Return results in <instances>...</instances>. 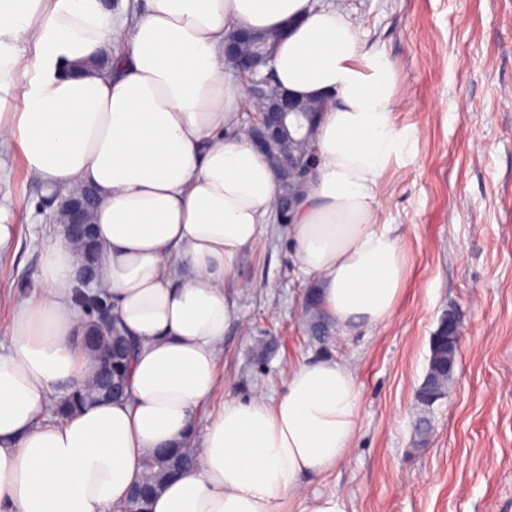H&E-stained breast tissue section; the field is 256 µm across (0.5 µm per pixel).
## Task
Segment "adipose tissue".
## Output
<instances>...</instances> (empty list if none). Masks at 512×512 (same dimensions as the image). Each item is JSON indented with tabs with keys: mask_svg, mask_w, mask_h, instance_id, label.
I'll list each match as a JSON object with an SVG mask.
<instances>
[{
	"mask_svg": "<svg viewBox=\"0 0 512 512\" xmlns=\"http://www.w3.org/2000/svg\"><path fill=\"white\" fill-rule=\"evenodd\" d=\"M240 27L282 30L276 83L331 98L318 174L290 227L294 264L342 332L397 311L406 256L376 190L410 140L391 63L344 14L318 0H143L133 14L122 0H0V90L13 94L0 144L18 143L49 192L94 190L99 286L141 343L129 399L44 419L50 395L95 369L74 302L81 258L65 235L49 240L0 349V512H122L146 457L194 432L220 387L238 318L224 281L276 202L271 167L239 131L243 85L225 74L224 37ZM360 399L351 366L322 358L289 366L276 403L225 400L198 465L152 512H349L339 492L302 489L349 458Z\"/></svg>",
	"mask_w": 512,
	"mask_h": 512,
	"instance_id": "1",
	"label": "adipose tissue"
}]
</instances>
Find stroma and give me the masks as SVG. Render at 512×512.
Listing matches in <instances>:
<instances>
[{"instance_id":"1","label":"stroma","mask_w":512,"mask_h":512,"mask_svg":"<svg viewBox=\"0 0 512 512\" xmlns=\"http://www.w3.org/2000/svg\"><path fill=\"white\" fill-rule=\"evenodd\" d=\"M326 2L393 64L395 121L413 141L377 190L381 221L407 253L398 311L382 326L313 339L299 320L310 278L292 263L287 225H270L227 279L239 320L198 426L231 397L276 401L290 365L337 357L361 393L357 435L348 461L307 479L306 495L338 490L354 512H512V0ZM0 178L17 226L14 250L0 256L4 342L15 307L36 291L45 238L63 227L40 217L41 188L17 145L0 148ZM449 311L462 341L421 445L415 393Z\"/></svg>"}]
</instances>
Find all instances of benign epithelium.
I'll use <instances>...</instances> for the list:
<instances>
[{
  "label": "benign epithelium",
  "instance_id": "obj_1",
  "mask_svg": "<svg viewBox=\"0 0 512 512\" xmlns=\"http://www.w3.org/2000/svg\"><path fill=\"white\" fill-rule=\"evenodd\" d=\"M268 45V34L242 29L224 46L231 71L248 84L254 102V115L245 132L261 154L271 146L278 147L277 161L283 172H292L300 181L313 180L317 174L316 160L305 163L289 153L288 141L303 135L305 125H313L322 111L271 84L272 59ZM91 202V193L82 189L65 197L61 208L70 213V223L79 224L83 209Z\"/></svg>",
  "mask_w": 512,
  "mask_h": 512
}]
</instances>
